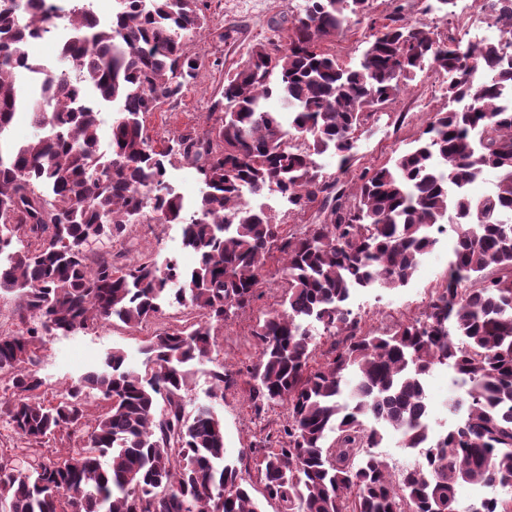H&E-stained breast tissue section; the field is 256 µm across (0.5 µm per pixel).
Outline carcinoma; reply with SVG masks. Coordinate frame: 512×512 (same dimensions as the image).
<instances>
[{
    "label": "carcinoma",
    "instance_id": "obj_1",
    "mask_svg": "<svg viewBox=\"0 0 512 512\" xmlns=\"http://www.w3.org/2000/svg\"><path fill=\"white\" fill-rule=\"evenodd\" d=\"M36 2H0V296L14 297L18 326L0 329V380L10 390L0 416L31 457L22 466L0 448V512H264L250 478L225 460L222 418L211 407L186 413L184 393L188 367L212 359L218 327L258 297L276 253L282 310L258 325L261 351L244 381L255 416L279 405L288 413L253 448L264 499L278 512H512L495 498L465 507L455 492L460 483L512 488V224L501 220L512 213V107L497 103L500 85L512 83V0H476L503 27L501 40L480 47L405 20L393 0L353 66L329 44L373 0H304L287 36L272 28L224 74L220 123L165 151L151 146L144 116L196 83L201 63L188 43L206 25L204 0H113L107 24L86 0H63L58 68L33 89L26 44L51 33L58 16L37 14ZM427 66L450 77L447 106L416 145L364 170L350 191L323 176L315 156L331 150L345 170L354 134ZM274 93L282 112L265 105ZM103 106L112 109L105 145ZM20 112L45 134L10 141ZM177 155L205 185L190 213L167 181ZM489 171L493 193L463 192ZM266 191L324 219L290 233L245 200ZM450 209L445 284L421 317L362 330L345 308L351 292L406 284ZM146 215L182 225L198 266H118L112 253L84 248L122 238ZM164 303L197 320L148 339L144 370L114 349L100 370L39 400L43 336L113 319L145 327ZM314 321L332 338L321 363ZM440 364L467 386V412L433 442L424 378ZM213 379L221 401L239 386L222 364ZM92 394L102 411L91 423ZM386 428L401 447L423 451L397 476L369 452ZM78 433L83 446L56 447Z\"/></svg>",
    "mask_w": 512,
    "mask_h": 512
}]
</instances>
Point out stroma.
Instances as JSON below:
<instances>
[{
	"instance_id": "1",
	"label": "stroma",
	"mask_w": 512,
	"mask_h": 512,
	"mask_svg": "<svg viewBox=\"0 0 512 512\" xmlns=\"http://www.w3.org/2000/svg\"><path fill=\"white\" fill-rule=\"evenodd\" d=\"M301 5L302 0H208V23L189 45L190 52L205 59L206 66L196 84L181 97L146 115L145 127L152 145L161 149L181 134L212 126L217 119L212 104L220 97L226 68L244 59L250 46L270 36L271 24H286ZM441 83V78L432 71L419 73L393 103L377 110L368 131L357 134L347 173L339 172L338 161L329 152L316 158L320 171L347 183L363 168L408 150L429 116L445 105ZM452 246L451 239L441 238L432 253L420 262L409 283L396 289L355 291L347 302L348 308L362 318L367 329L377 331L419 318L431 293L446 279ZM109 249L124 254L126 260L143 257L160 266L170 259L185 269L196 263L195 256L182 246L181 227L177 224L128 225L125 236L112 242ZM278 269L277 263H268L259 298L219 333L217 361H223L229 370H246L258 358L260 346L254 331L267 313L279 309L283 296ZM190 318L186 309L169 308L152 328L134 329L114 322L88 333L44 337L38 374L45 389L56 392L65 383L95 368L107 352L115 349L124 351L128 365L141 367L145 359L144 342L154 329L182 326ZM215 363L204 360L191 367L185 409L191 413L198 406L213 405L224 420L226 460L241 469L252 467L251 446L259 440L265 421L282 422L287 412L278 407L268 411L266 419H258L240 389L228 391L224 400H213L211 372ZM424 388L431 428L436 430L443 424L454 426L463 413L451 411L450 405L463 401L465 392L457 387L452 370L444 365L435 367L427 376Z\"/></svg>"
}]
</instances>
